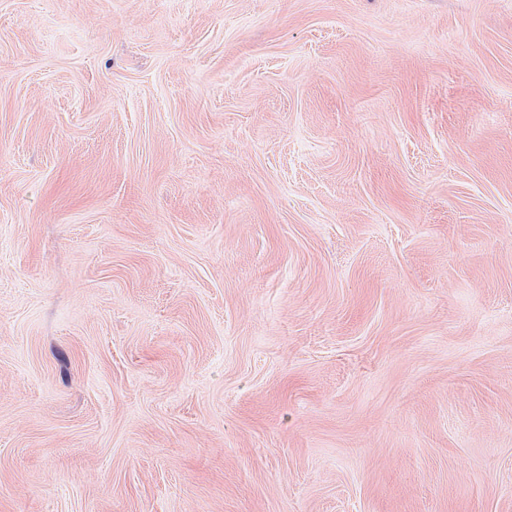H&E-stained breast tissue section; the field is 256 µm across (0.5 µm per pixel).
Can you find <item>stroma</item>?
<instances>
[{
  "label": "stroma",
  "mask_w": 512,
  "mask_h": 512,
  "mask_svg": "<svg viewBox=\"0 0 512 512\" xmlns=\"http://www.w3.org/2000/svg\"><path fill=\"white\" fill-rule=\"evenodd\" d=\"M0 512H512V0H0Z\"/></svg>",
  "instance_id": "1"
}]
</instances>
